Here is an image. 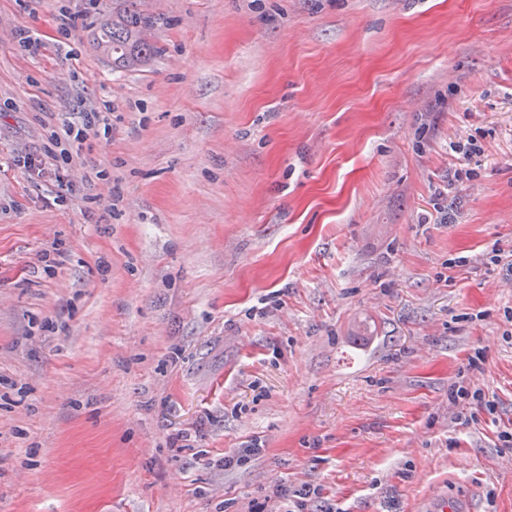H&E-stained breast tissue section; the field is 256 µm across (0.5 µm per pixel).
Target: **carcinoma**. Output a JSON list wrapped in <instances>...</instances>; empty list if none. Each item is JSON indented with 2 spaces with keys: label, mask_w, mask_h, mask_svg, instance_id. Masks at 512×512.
<instances>
[{
  "label": "carcinoma",
  "mask_w": 512,
  "mask_h": 512,
  "mask_svg": "<svg viewBox=\"0 0 512 512\" xmlns=\"http://www.w3.org/2000/svg\"><path fill=\"white\" fill-rule=\"evenodd\" d=\"M152 24L151 17L138 9V0H113L112 15L92 27L90 37L97 49L112 59V68L130 69L157 51L144 38Z\"/></svg>",
  "instance_id": "1"
}]
</instances>
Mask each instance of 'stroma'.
Instances as JSON below:
<instances>
[{
  "mask_svg": "<svg viewBox=\"0 0 512 512\" xmlns=\"http://www.w3.org/2000/svg\"><path fill=\"white\" fill-rule=\"evenodd\" d=\"M139 7L0 0V512H512V0ZM152 24L151 17L138 9L137 0H115L112 16L92 27L90 37L97 49L112 59L113 68L130 69L157 51L144 38V31ZM80 120L78 123L63 121L61 127H57L51 133V143L56 148L65 146L59 152V156L62 158L64 164H68L73 160V153L68 148L73 143L78 144V150L82 149V144L87 140L91 134L93 136L99 135V128L103 126V135H108L109 130L112 127L111 115H112V104L105 103L104 108L101 110L90 109L86 112L79 113ZM80 125V126H79ZM59 156L53 149L47 150L46 157L49 159V164L58 167L57 162Z\"/></svg>",
  "mask_w": 512,
  "mask_h": 512,
  "instance_id": "obj_1",
  "label": "stroma"
}]
</instances>
